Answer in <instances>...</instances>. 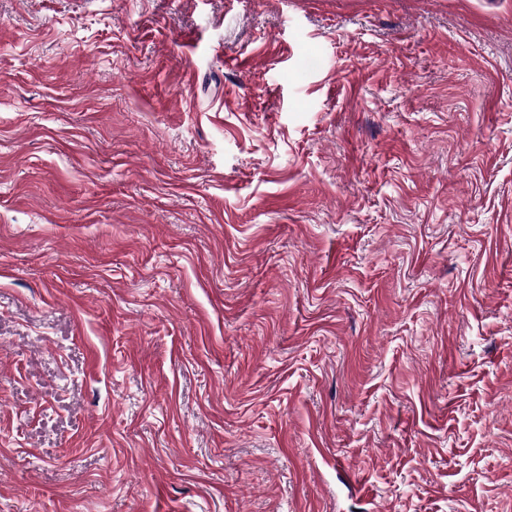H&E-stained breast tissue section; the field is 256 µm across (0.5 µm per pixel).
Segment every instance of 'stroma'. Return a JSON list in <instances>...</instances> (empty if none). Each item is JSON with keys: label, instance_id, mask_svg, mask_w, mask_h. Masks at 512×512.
I'll return each instance as SVG.
<instances>
[{"label": "stroma", "instance_id": "1", "mask_svg": "<svg viewBox=\"0 0 512 512\" xmlns=\"http://www.w3.org/2000/svg\"><path fill=\"white\" fill-rule=\"evenodd\" d=\"M0 512H512V0H0Z\"/></svg>", "mask_w": 512, "mask_h": 512}]
</instances>
